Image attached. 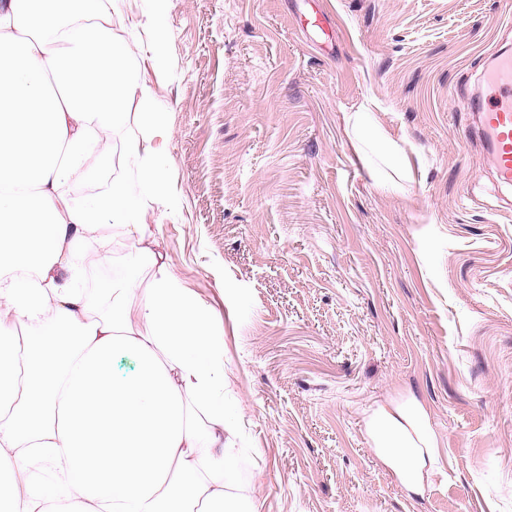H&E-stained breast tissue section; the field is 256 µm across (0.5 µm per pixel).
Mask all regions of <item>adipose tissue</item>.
Listing matches in <instances>:
<instances>
[{"label":"adipose tissue","mask_w":512,"mask_h":512,"mask_svg":"<svg viewBox=\"0 0 512 512\" xmlns=\"http://www.w3.org/2000/svg\"><path fill=\"white\" fill-rule=\"evenodd\" d=\"M124 0H0V512H257L234 482L226 433L224 338L210 307L154 249L148 210L122 181L74 198L120 161L171 207L168 172L150 139L113 157L104 139L138 102L164 133L149 82L112 17ZM138 263L86 291V271L115 241ZM136 369L114 370L118 351ZM417 407L374 414L379 457L409 489L423 458L409 428ZM53 481L14 476L28 457Z\"/></svg>","instance_id":"ef3b65f1"}]
</instances>
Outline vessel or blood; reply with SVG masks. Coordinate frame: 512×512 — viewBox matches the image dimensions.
I'll return each mask as SVG.
<instances>
[{
    "instance_id": "1",
    "label": "vessel or blood",
    "mask_w": 512,
    "mask_h": 512,
    "mask_svg": "<svg viewBox=\"0 0 512 512\" xmlns=\"http://www.w3.org/2000/svg\"><path fill=\"white\" fill-rule=\"evenodd\" d=\"M481 90L464 105L479 116L480 139L497 178L512 184V55L502 53L480 76Z\"/></svg>"
}]
</instances>
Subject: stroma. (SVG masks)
Masks as SVG:
<instances>
[{"label":"stroma","instance_id":"obj_1","mask_svg":"<svg viewBox=\"0 0 512 512\" xmlns=\"http://www.w3.org/2000/svg\"><path fill=\"white\" fill-rule=\"evenodd\" d=\"M147 222L224 336L260 512H512V186L463 105L512 0H168ZM371 101L354 135L347 118ZM418 403L419 491L373 411Z\"/></svg>","mask_w":512,"mask_h":512}]
</instances>
